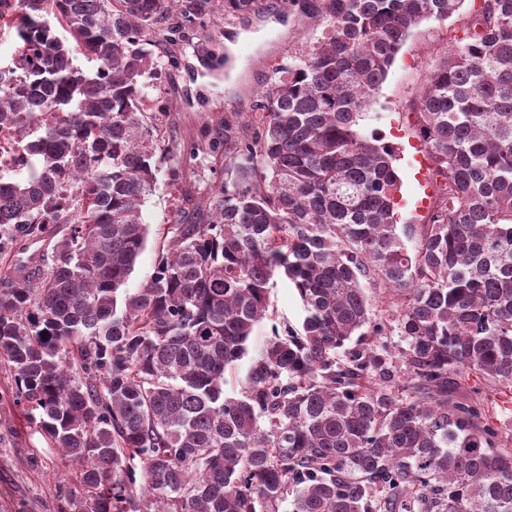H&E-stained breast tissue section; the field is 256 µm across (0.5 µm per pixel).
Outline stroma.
Segmentation results:
<instances>
[{
	"label": "stroma",
	"mask_w": 512,
	"mask_h": 512,
	"mask_svg": "<svg viewBox=\"0 0 512 512\" xmlns=\"http://www.w3.org/2000/svg\"><path fill=\"white\" fill-rule=\"evenodd\" d=\"M264 9L248 27L225 21L223 15L205 19L184 31L177 45H156L160 60L158 78L148 90V111L161 115L162 123L177 138L184 156L179 181L160 172L155 193L142 208L149 226L145 250L127 286L144 285L153 271L159 249L166 246L169 225L184 220L194 203L210 186L224 180V154L191 156L193 143L209 139L226 113L250 117L256 93L280 65L291 62L322 38L324 28L309 17L298 0H262ZM444 22L425 21L415 27L380 87L375 103L360 126L376 131L398 148L397 171L401 180L400 221L423 223L427 212L420 201L427 189V164L415 135L412 102L424 85L440 52L459 35L464 12ZM242 50L232 68H225V51ZM11 375L0 368V512H56L57 504L72 485V474L54 444L31 428L25 407L17 403Z\"/></svg>",
	"instance_id": "stroma-1"
}]
</instances>
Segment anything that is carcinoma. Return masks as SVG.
<instances>
[{
  "instance_id": "cac0c4a2",
  "label": "carcinoma",
  "mask_w": 512,
  "mask_h": 512,
  "mask_svg": "<svg viewBox=\"0 0 512 512\" xmlns=\"http://www.w3.org/2000/svg\"><path fill=\"white\" fill-rule=\"evenodd\" d=\"M306 2L324 38L257 92L256 124L224 116V182L132 291L175 150L144 107L153 46L173 15L246 24L261 0H0V140L27 172L0 174V252L69 225L33 275L0 273V364L79 471L57 512H512L509 419L453 395L472 372L512 386V0H481L414 103L437 181L402 226L396 146L359 119L410 30L465 0ZM279 276L305 316L251 356Z\"/></svg>"
}]
</instances>
